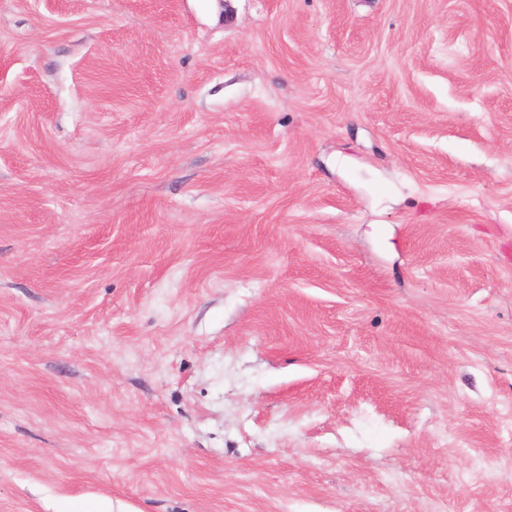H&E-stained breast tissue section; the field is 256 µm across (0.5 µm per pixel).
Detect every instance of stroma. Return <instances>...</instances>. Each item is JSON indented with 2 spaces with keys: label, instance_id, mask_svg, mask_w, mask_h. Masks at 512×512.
I'll return each instance as SVG.
<instances>
[{
  "label": "stroma",
  "instance_id": "1",
  "mask_svg": "<svg viewBox=\"0 0 512 512\" xmlns=\"http://www.w3.org/2000/svg\"><path fill=\"white\" fill-rule=\"evenodd\" d=\"M512 512V0H0V512Z\"/></svg>",
  "mask_w": 512,
  "mask_h": 512
}]
</instances>
